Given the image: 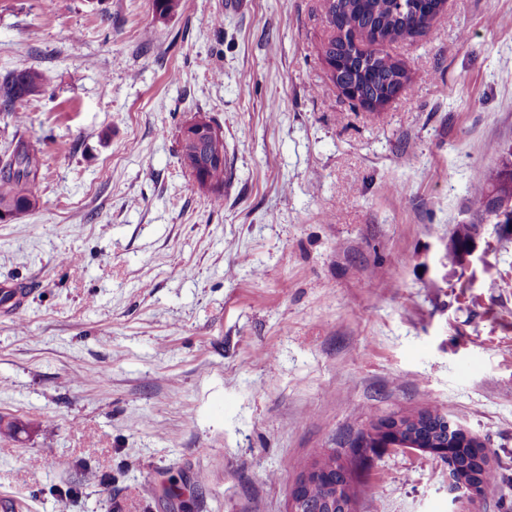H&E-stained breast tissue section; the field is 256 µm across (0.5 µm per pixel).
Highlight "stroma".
<instances>
[{"label":"stroma","mask_w":512,"mask_h":512,"mask_svg":"<svg viewBox=\"0 0 512 512\" xmlns=\"http://www.w3.org/2000/svg\"><path fill=\"white\" fill-rule=\"evenodd\" d=\"M326 0H0V73L46 71L0 151L39 141L35 209L0 222V500L15 512H285L377 419L437 409L512 477V237L456 225L512 145V0H446L388 45L379 112L326 72ZM214 118L224 201L178 160ZM355 512L453 502L447 462L379 448ZM223 133L215 123L205 117H199L185 123L179 132L182 140L197 143L219 137ZM323 478V472L318 465H312L304 474L298 477L290 490L287 512H304L305 494L313 485L308 492L309 506L317 507L322 503L327 490L323 484L318 483Z\"/></svg>","instance_id":"stroma-1"}]
</instances>
